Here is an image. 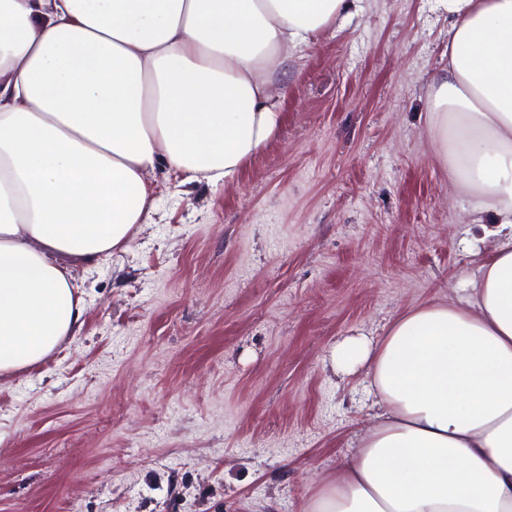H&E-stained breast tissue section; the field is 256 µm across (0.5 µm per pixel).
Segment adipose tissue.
Masks as SVG:
<instances>
[{
	"label": "adipose tissue",
	"instance_id": "obj_1",
	"mask_svg": "<svg viewBox=\"0 0 512 512\" xmlns=\"http://www.w3.org/2000/svg\"><path fill=\"white\" fill-rule=\"evenodd\" d=\"M359 0H0V377L78 336L71 269L126 250L148 179L233 182L290 56ZM427 132L492 244L467 296L343 339L378 409L304 512H512V0H437Z\"/></svg>",
	"mask_w": 512,
	"mask_h": 512
}]
</instances>
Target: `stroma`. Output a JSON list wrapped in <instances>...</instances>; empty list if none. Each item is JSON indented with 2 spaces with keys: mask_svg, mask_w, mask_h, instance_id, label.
<instances>
[{
  "mask_svg": "<svg viewBox=\"0 0 512 512\" xmlns=\"http://www.w3.org/2000/svg\"><path fill=\"white\" fill-rule=\"evenodd\" d=\"M288 62L230 184L159 170L129 247L72 270L79 334L0 379V512H302L370 426L329 357L462 295L487 250L426 135L436 0H363Z\"/></svg>",
  "mask_w": 512,
  "mask_h": 512,
  "instance_id": "1",
  "label": "stroma"
}]
</instances>
